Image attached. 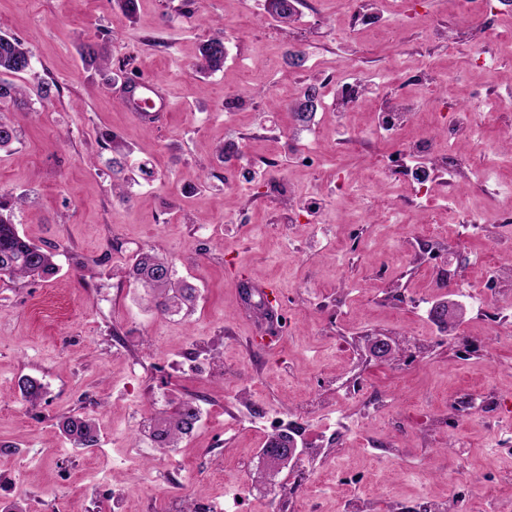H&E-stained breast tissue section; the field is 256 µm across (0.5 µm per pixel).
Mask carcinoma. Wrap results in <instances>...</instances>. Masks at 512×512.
<instances>
[{"instance_id": "obj_1", "label": "carcinoma", "mask_w": 512, "mask_h": 512, "mask_svg": "<svg viewBox=\"0 0 512 512\" xmlns=\"http://www.w3.org/2000/svg\"><path fill=\"white\" fill-rule=\"evenodd\" d=\"M299 0H268L269 15L281 24L296 20ZM85 66L99 69L108 65L105 48L96 43H86L80 50ZM227 51L223 34L217 32L208 38L201 49V59L196 64V73L202 78L224 67ZM32 54L16 37L0 35V104L11 102L18 107L27 105L24 91L11 77L26 72L31 65ZM320 107L315 84L306 86L303 99L293 109L294 118L304 125L311 121ZM18 140L15 123L0 117V150L10 147ZM101 148L112 151V172L125 170V160L132 154V147L113 134H104L99 140ZM25 202V195H0V276L11 280H36L58 270L55 252L50 248L35 245L22 237L11 214L14 207ZM129 277L139 282L144 299L160 313L191 311L198 299L197 289L176 279L174 265L164 256L151 252H139L129 259ZM23 400L35 407L45 400L46 389L38 379L23 376L17 383ZM202 409L194 397L182 399L169 413L163 412L149 425L147 436L154 447L165 450L175 448L182 436L190 434L201 420ZM65 438L77 448H95L101 436L96 421L88 416L74 415L61 423Z\"/></svg>"}]
</instances>
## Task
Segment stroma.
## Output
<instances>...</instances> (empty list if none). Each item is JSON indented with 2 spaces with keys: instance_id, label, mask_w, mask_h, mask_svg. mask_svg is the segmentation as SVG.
<instances>
[{
  "instance_id": "35a3bbf8",
  "label": "stroma",
  "mask_w": 512,
  "mask_h": 512,
  "mask_svg": "<svg viewBox=\"0 0 512 512\" xmlns=\"http://www.w3.org/2000/svg\"><path fill=\"white\" fill-rule=\"evenodd\" d=\"M383 29H350L345 0H301L288 28L269 20L267 0H139L127 19L111 0H0V32L32 53L17 76L30 113H13L19 137L0 151V193L24 194L13 221L21 235L58 252L47 279L0 280V500L25 497L28 512H183L191 497L223 512H346L349 498L373 500L379 512H419L444 499L450 512H501L498 493L512 489V413L478 412L456 419L466 390L512 399V338L502 309L512 287L482 316L466 311L447 327L416 305L435 301L437 283L452 278L479 296L488 257L512 256V116L487 121L452 144L484 160L492 194L430 181L418 200L410 180L378 172L403 140L449 142L429 104L473 106L474 88L512 99V0H493L482 21L496 54L475 68L467 44L426 42L435 27L463 28L452 0H388ZM231 43L222 70L196 80L208 36ZM105 45L112 61L130 59L134 74L160 81L168 108L144 122L122 103L112 69L86 70L80 44ZM306 51L305 67L288 65L289 43ZM379 74L423 107L398 135L372 134L378 97L368 90L356 111L336 117L324 90L312 120L317 169L293 160L298 126L291 113L314 68ZM441 75L434 87L411 73ZM56 81L60 96L37 95ZM133 146L129 165L154 175L130 200L112 191L110 152L100 133ZM232 142L249 158L277 166L246 181L218 161ZM317 200L320 224H292L290 202ZM488 219L487 231L466 224ZM442 239L443 269L418 265L415 251ZM154 250L199 290L194 313L162 316L117 274L128 257ZM272 285L289 328L275 330L249 308L243 284ZM272 342L257 346L255 337ZM369 336L407 340L405 353L379 360ZM40 380L45 402L32 407L17 389ZM197 397L202 418L178 448H153L145 428L168 402ZM87 415L100 428L99 447H73L63 417ZM288 415L304 441L325 453L304 473L288 467L277 484L288 497L249 478L267 436L263 425ZM430 419L447 427L427 428Z\"/></svg>"
}]
</instances>
